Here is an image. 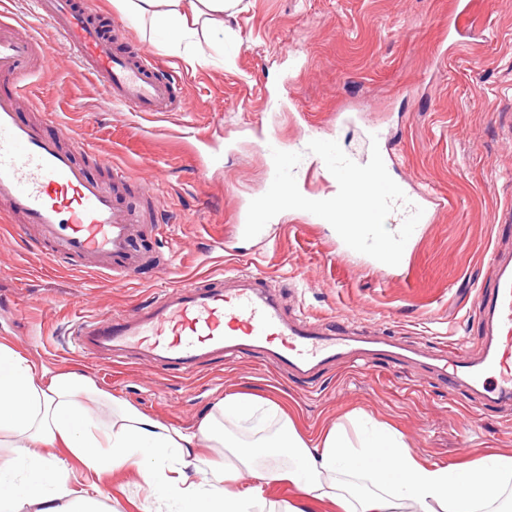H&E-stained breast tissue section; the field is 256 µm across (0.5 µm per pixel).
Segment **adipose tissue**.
<instances>
[{
  "label": "adipose tissue",
  "mask_w": 512,
  "mask_h": 512,
  "mask_svg": "<svg viewBox=\"0 0 512 512\" xmlns=\"http://www.w3.org/2000/svg\"><path fill=\"white\" fill-rule=\"evenodd\" d=\"M240 0H113L121 13L192 42L197 27H223ZM111 406L114 422L99 418ZM24 470L22 498L0 491V512H105L102 491L68 485V462L34 446L69 449L92 472L137 469L150 512H512V451L478 464L438 465L419 457L401 433L373 426L351 441L341 426L307 435L280 408L231 395L193 433L167 426L94 388L81 374L46 375L35 361L0 344V433ZM209 443L219 459L196 457ZM286 483L298 497L269 506L265 490Z\"/></svg>",
  "instance_id": "adipose-tissue-1"
}]
</instances>
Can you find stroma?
Here are the masks:
<instances>
[{"label":"stroma","instance_id":"stroma-1","mask_svg":"<svg viewBox=\"0 0 512 512\" xmlns=\"http://www.w3.org/2000/svg\"><path fill=\"white\" fill-rule=\"evenodd\" d=\"M94 2L105 32L121 31L175 75L190 110L147 117L112 105L58 42L19 117L51 113L48 135L80 129L96 155L78 162L100 181L116 169L133 174L122 203L149 187L162 230L137 240L148 260L136 279L113 283L49 262L30 236L0 222V343L47 373L77 371L181 430H195L224 397L250 394L282 402L308 433L338 424L354 439L370 415L438 464L512 448V406L449 390L422 361L350 359L307 380L282 376L254 351L209 359L181 378L134 349L90 358L71 335L78 317L133 315L170 287L239 269L276 281L290 313L349 321L433 354L477 355L486 256L512 253V223L497 222L501 202L512 200V128L501 119L512 113L501 95L512 84V0H242L223 29L201 37L200 60L170 54L163 35ZM375 131L395 179L453 201L419 228L400 267L345 250L331 225L296 212L253 239L236 232L238 211L268 186L259 139L286 145L316 135L364 156ZM159 256L172 260L171 273ZM94 484L113 512H144L135 470L97 475L72 464V489Z\"/></svg>","mask_w":512,"mask_h":512}]
</instances>
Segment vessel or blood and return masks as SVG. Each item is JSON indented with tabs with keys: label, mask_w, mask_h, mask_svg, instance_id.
Returning a JSON list of instances; mask_svg holds the SVG:
<instances>
[{
	"label": "vessel or blood",
	"mask_w": 512,
	"mask_h": 512,
	"mask_svg": "<svg viewBox=\"0 0 512 512\" xmlns=\"http://www.w3.org/2000/svg\"><path fill=\"white\" fill-rule=\"evenodd\" d=\"M49 38L20 34L0 18V219L35 226L36 247L51 246L59 264L76 267L97 259L105 279H134L140 258L131 244L141 233V212L122 207L116 194L88 177L77 154L93 148L76 132L59 127L45 135L40 125L18 118L16 101L38 74L49 39L74 49L82 69L105 90L113 105L156 114L182 112L190 103L176 91L174 75L161 72L138 45L111 47L95 22L92 0H39ZM490 286L478 294L484 323L481 352L430 359L449 389L466 387L484 400L512 404V256L489 257ZM83 349L113 355L131 347L163 367L192 374L213 354L265 353L278 370L315 375L325 364L354 354L370 360L415 358L416 350L385 341L353 339L348 326L303 315L286 316L274 282L238 271L201 284L186 283L140 306L137 316L115 312L85 320L73 331Z\"/></svg>",
	"instance_id": "b4317fda"
}]
</instances>
